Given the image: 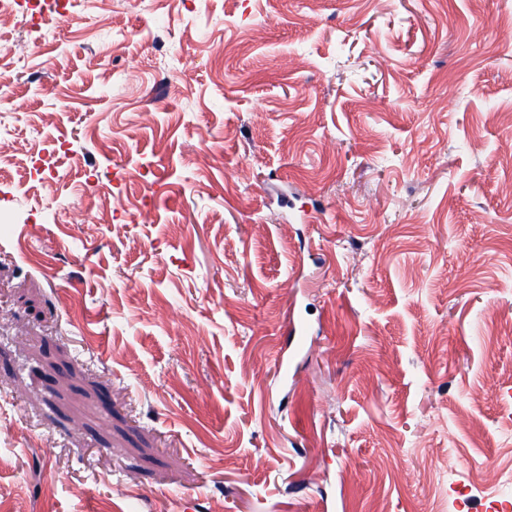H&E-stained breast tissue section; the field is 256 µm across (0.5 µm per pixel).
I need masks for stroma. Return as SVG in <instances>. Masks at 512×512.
<instances>
[{
    "instance_id": "35a3bbf8",
    "label": "stroma",
    "mask_w": 512,
    "mask_h": 512,
    "mask_svg": "<svg viewBox=\"0 0 512 512\" xmlns=\"http://www.w3.org/2000/svg\"><path fill=\"white\" fill-rule=\"evenodd\" d=\"M75 12L0 24V512H496L512 0ZM486 471L482 473L483 483H475V488L490 489L495 495L502 497L503 489L512 486V468L498 466L494 463L486 465ZM493 474V479L487 478V475Z\"/></svg>"
}]
</instances>
